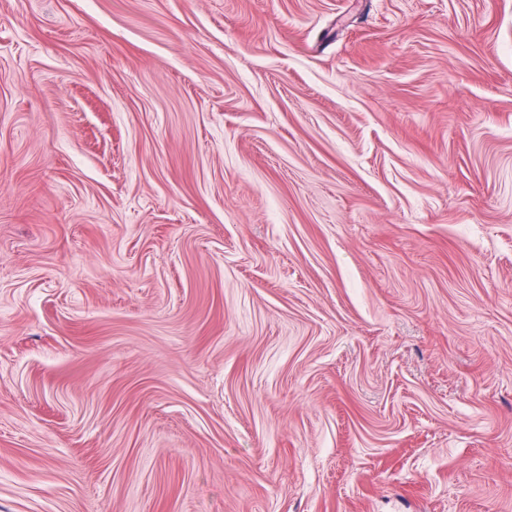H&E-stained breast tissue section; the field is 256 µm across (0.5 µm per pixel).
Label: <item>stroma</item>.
Here are the masks:
<instances>
[{
  "instance_id": "35a3bbf8",
  "label": "stroma",
  "mask_w": 512,
  "mask_h": 512,
  "mask_svg": "<svg viewBox=\"0 0 512 512\" xmlns=\"http://www.w3.org/2000/svg\"><path fill=\"white\" fill-rule=\"evenodd\" d=\"M0 512H512V0H0Z\"/></svg>"
}]
</instances>
